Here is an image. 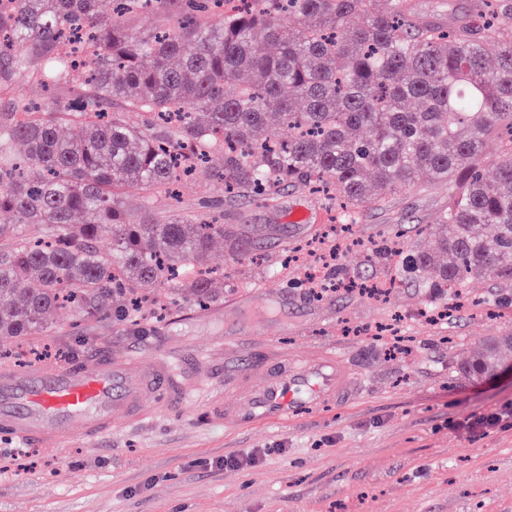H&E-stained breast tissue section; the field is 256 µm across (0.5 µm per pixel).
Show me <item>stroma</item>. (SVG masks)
<instances>
[{
	"instance_id": "35a3bbf8",
	"label": "stroma",
	"mask_w": 512,
	"mask_h": 512,
	"mask_svg": "<svg viewBox=\"0 0 512 512\" xmlns=\"http://www.w3.org/2000/svg\"><path fill=\"white\" fill-rule=\"evenodd\" d=\"M222 204L224 221L245 228L266 260H232L215 244L202 268L224 277L222 303L167 305L162 321L140 325L57 311L53 327L14 343L18 364L79 366L109 354L132 372L168 348L191 354L189 399L179 412L144 395L151 418L118 417L107 435L80 433L28 447L0 434V512H512V426L475 435L456 429L470 415L512 406V381L448 378L454 349L512 334V303L494 312L467 305L430 324L429 291L395 283V262L377 252L380 237L401 230L404 249L429 247L423 233L448 205V186L401 191L360 211L350 232L332 231L336 203L301 189L274 205L227 198L224 183L181 180L155 195L160 215H192L203 200ZM337 251L339 274L389 286L375 300L339 290L316 298L304 267L282 270L295 248ZM293 358L336 351L352 391L345 405L301 420L238 430L208 413L236 361L225 345L251 337ZM228 459L237 468L225 467Z\"/></svg>"
}]
</instances>
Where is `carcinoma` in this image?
<instances>
[{
  "mask_svg": "<svg viewBox=\"0 0 512 512\" xmlns=\"http://www.w3.org/2000/svg\"><path fill=\"white\" fill-rule=\"evenodd\" d=\"M151 3V32L124 20ZM12 0L0 11V93L22 74L42 87L78 78L76 95L0 104V349L37 336L57 307L127 323L140 304L224 300L190 272L213 240L262 260L234 224L152 211L215 154L204 175L224 192L269 206L281 188L331 195L350 223L419 184L448 182V207L424 232L434 247L400 252L401 266L449 308L467 285L512 284V0H475L468 20L439 25L409 0ZM288 16V24L281 23ZM79 31L81 64L60 49ZM497 53L485 49L488 38ZM80 134L63 138L58 128ZM290 131L279 137L277 128ZM509 160L484 178L485 139ZM17 142L27 147L13 153ZM141 194L143 215L123 197ZM40 224L43 235L19 232ZM109 247H101L103 237ZM512 336H488L448 365V378L492 377Z\"/></svg>",
  "mask_w": 512,
  "mask_h": 512,
  "instance_id": "carcinoma-1",
  "label": "carcinoma"
}]
</instances>
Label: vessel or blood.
Wrapping results in <instances>:
<instances>
[{"instance_id":"vessel-or-blood-1","label":"vessel or blood","mask_w":512,"mask_h":512,"mask_svg":"<svg viewBox=\"0 0 512 512\" xmlns=\"http://www.w3.org/2000/svg\"><path fill=\"white\" fill-rule=\"evenodd\" d=\"M270 360L268 348L253 339L241 368L227 375L224 384L240 385L247 375L261 376V384L233 401L212 404L211 418L235 427L278 424L347 396L342 369L330 354L275 366ZM173 371L167 358L152 362L142 372L144 387L160 395L170 393ZM138 401V394L127 385L126 367L108 356L91 368L8 373L0 376V432L26 445L51 444L76 429L102 433L111 427L116 413L134 410Z\"/></svg>"}]
</instances>
